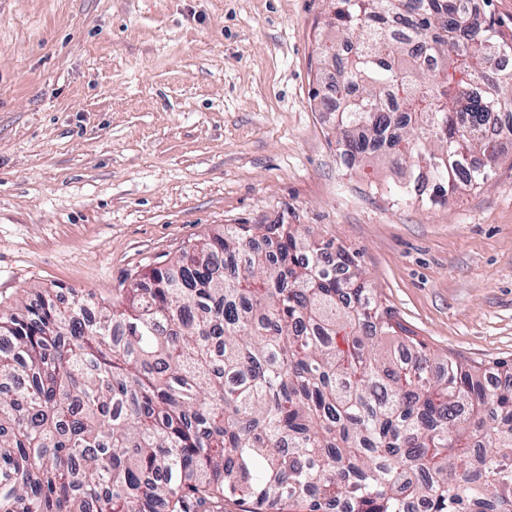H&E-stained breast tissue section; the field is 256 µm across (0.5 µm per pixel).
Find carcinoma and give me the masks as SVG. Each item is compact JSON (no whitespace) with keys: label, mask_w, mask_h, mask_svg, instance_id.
Here are the masks:
<instances>
[{"label":"carcinoma","mask_w":512,"mask_h":512,"mask_svg":"<svg viewBox=\"0 0 512 512\" xmlns=\"http://www.w3.org/2000/svg\"><path fill=\"white\" fill-rule=\"evenodd\" d=\"M456 0H330L337 156L394 202L493 174L506 34ZM301 224H226L112 298L0 309V512H512V362L440 357Z\"/></svg>","instance_id":"obj_1"}]
</instances>
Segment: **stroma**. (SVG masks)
Returning <instances> with one entry per match:
<instances>
[{
	"mask_svg": "<svg viewBox=\"0 0 512 512\" xmlns=\"http://www.w3.org/2000/svg\"><path fill=\"white\" fill-rule=\"evenodd\" d=\"M328 0H0V308L109 297L228 224H302L468 366L512 360V146L489 184L394 203L312 93Z\"/></svg>",
	"mask_w": 512,
	"mask_h": 512,
	"instance_id": "obj_1",
	"label": "stroma"
}]
</instances>
